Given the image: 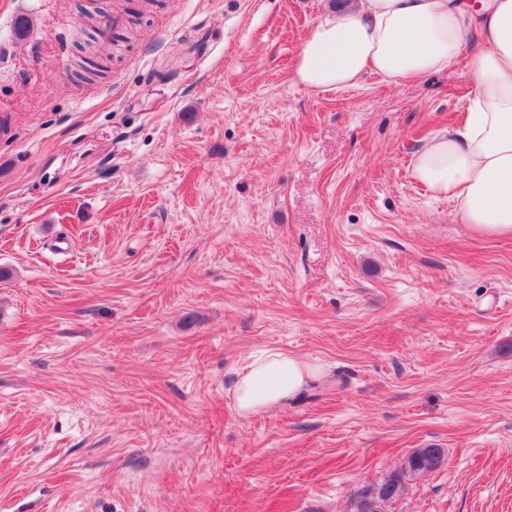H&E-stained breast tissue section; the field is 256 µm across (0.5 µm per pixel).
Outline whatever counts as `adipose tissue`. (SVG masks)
<instances>
[{"instance_id":"obj_1","label":"adipose tissue","mask_w":512,"mask_h":512,"mask_svg":"<svg viewBox=\"0 0 512 512\" xmlns=\"http://www.w3.org/2000/svg\"><path fill=\"white\" fill-rule=\"evenodd\" d=\"M480 48L464 54L467 37ZM465 63L475 86L461 123L417 150L414 179L452 198L464 223L512 236V0H356L315 24L294 66L311 90L355 85L365 73L416 80ZM317 364L279 350L250 356L231 393L247 417L297 395Z\"/></svg>"}]
</instances>
